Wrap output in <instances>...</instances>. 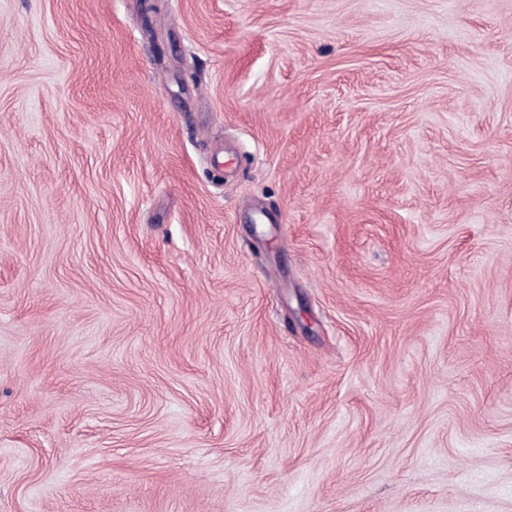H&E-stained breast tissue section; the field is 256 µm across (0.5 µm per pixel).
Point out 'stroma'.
Returning <instances> with one entry per match:
<instances>
[{"mask_svg":"<svg viewBox=\"0 0 512 512\" xmlns=\"http://www.w3.org/2000/svg\"><path fill=\"white\" fill-rule=\"evenodd\" d=\"M0 512H512V0H0Z\"/></svg>","mask_w":512,"mask_h":512,"instance_id":"obj_1","label":"stroma"}]
</instances>
